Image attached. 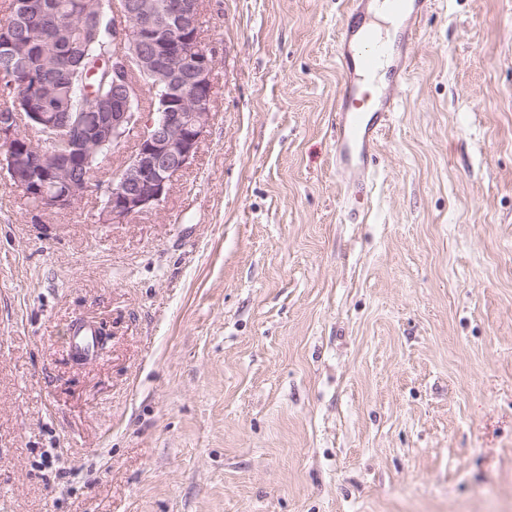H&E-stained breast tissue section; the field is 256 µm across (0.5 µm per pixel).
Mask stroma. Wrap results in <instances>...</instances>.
<instances>
[{
    "instance_id": "1",
    "label": "stroma",
    "mask_w": 512,
    "mask_h": 512,
    "mask_svg": "<svg viewBox=\"0 0 512 512\" xmlns=\"http://www.w3.org/2000/svg\"><path fill=\"white\" fill-rule=\"evenodd\" d=\"M343 9L203 0L212 120L158 211L36 224L0 178V512H512V0L423 17L364 216ZM99 329L90 322H82L73 330L72 345L77 353L86 359H92L96 352Z\"/></svg>"
}]
</instances>
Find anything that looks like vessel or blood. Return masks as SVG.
<instances>
[{
	"label": "vessel or blood",
	"instance_id": "vessel-or-blood-1",
	"mask_svg": "<svg viewBox=\"0 0 512 512\" xmlns=\"http://www.w3.org/2000/svg\"><path fill=\"white\" fill-rule=\"evenodd\" d=\"M388 4L398 23L394 39L378 43L370 18L379 4ZM433 0H347L336 41V62L342 81L336 96V172L347 196L359 200L374 177L379 136L391 121L410 73L417 26ZM385 71L387 86L370 92L368 74ZM99 329L82 322L73 331L72 344L84 358L96 352Z\"/></svg>",
	"mask_w": 512,
	"mask_h": 512
}]
</instances>
